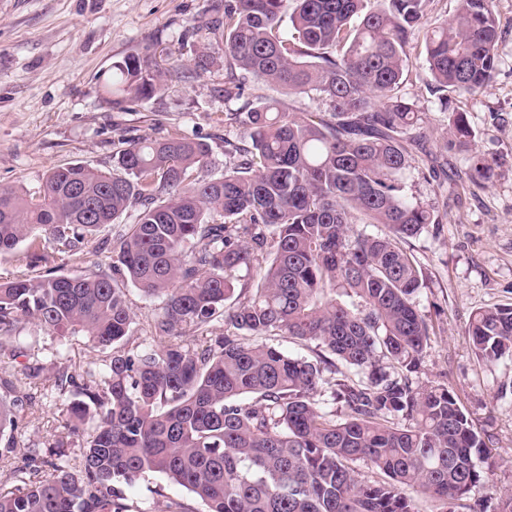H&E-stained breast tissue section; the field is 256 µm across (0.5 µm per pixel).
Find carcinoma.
Masks as SVG:
<instances>
[{"mask_svg": "<svg viewBox=\"0 0 512 512\" xmlns=\"http://www.w3.org/2000/svg\"><path fill=\"white\" fill-rule=\"evenodd\" d=\"M432 2L227 0L226 70L314 96L328 118L276 98L249 106L221 177L207 143L173 134L126 141L107 172L53 167L36 197L0 189V255L24 244L34 271L0 281V349L27 353L21 323L33 320L104 353L99 369L53 373L79 454L32 449L0 512H131L121 486L148 473L204 512H417L418 493L437 512H487L481 498L463 504L486 481L484 441L448 387L419 381L430 329L405 244L439 220L405 182L424 174L431 134L402 85ZM493 3L459 0L428 25L435 91L474 96L493 78ZM178 73L172 58L151 68L129 55L112 65L107 103L151 99ZM448 136L472 149V179H489L497 162L473 150L464 113H448ZM133 207L135 222L118 223ZM99 233L112 273L52 266ZM130 285L156 302L147 347L131 346ZM216 322L224 334L208 345L181 340ZM468 335L477 358H512V305L473 312ZM269 336L322 354L289 355ZM32 401L0 397L1 437Z\"/></svg>", "mask_w": 512, "mask_h": 512, "instance_id": "cac0c4a2", "label": "carcinoma"}]
</instances>
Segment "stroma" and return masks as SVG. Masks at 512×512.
Here are the masks:
<instances>
[{"label":"stroma","instance_id":"stroma-1","mask_svg":"<svg viewBox=\"0 0 512 512\" xmlns=\"http://www.w3.org/2000/svg\"><path fill=\"white\" fill-rule=\"evenodd\" d=\"M494 10L500 31L494 79L477 96L448 97L449 111L466 114L477 149L497 160L490 180L472 181L467 151L444 148L449 112H441L425 66L402 88L417 102L440 161L432 178L412 181L414 195L433 205L441 219L408 242L424 276L418 307L431 325L420 380L448 386L480 432L491 476L475 494L492 508L501 491L512 490V361H478L467 327L477 309L512 303V0H496ZM223 12L224 0H0V188L33 195L53 166L80 162L107 171L124 140L174 133L209 144L220 174L224 141L241 130L240 124H225V113L246 111L248 103L271 97L287 99L296 112L321 111L318 101L287 96L249 76L240 81L242 96H225L224 39L212 29L213 18ZM202 51L213 60L203 74L195 68ZM131 54L178 58L180 74L164 94L110 106L105 101L110 69ZM450 178L456 190L442 196L439 186ZM108 263L96 237L86 238L80 253L55 259L68 274L104 270ZM22 333L34 341L39 359L59 351L76 371L102 357L81 337L58 345L32 321L23 323ZM30 358L0 355V393L14 387L39 400L22 412L11 437L0 439L2 492L17 487L13 472L32 443L71 441L52 401L53 374L28 376ZM124 493L135 512H169L173 502L186 512L203 510L185 488L157 474Z\"/></svg>","mask_w":512,"mask_h":512}]
</instances>
